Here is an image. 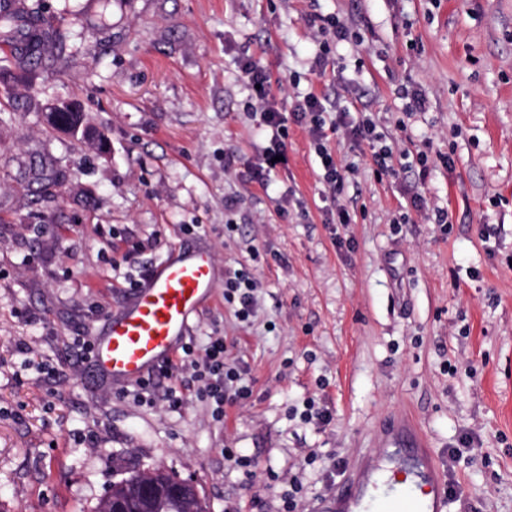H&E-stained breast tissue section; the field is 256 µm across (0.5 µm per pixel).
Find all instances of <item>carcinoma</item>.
<instances>
[{
    "mask_svg": "<svg viewBox=\"0 0 512 512\" xmlns=\"http://www.w3.org/2000/svg\"><path fill=\"white\" fill-rule=\"evenodd\" d=\"M70 39V31L62 24L45 18L36 0H0V52L11 51L25 65L36 68L48 57H61ZM176 476L161 469L137 472L112 484L110 495L126 505V512H144L142 486H167ZM163 512H206L198 496L169 495Z\"/></svg>",
    "mask_w": 512,
    "mask_h": 512,
    "instance_id": "carcinoma-1",
    "label": "carcinoma"
}]
</instances>
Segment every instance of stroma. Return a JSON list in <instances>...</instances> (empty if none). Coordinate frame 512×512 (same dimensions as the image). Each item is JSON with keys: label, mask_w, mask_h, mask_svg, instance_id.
Wrapping results in <instances>:
<instances>
[{"label": "stroma", "mask_w": 512, "mask_h": 512, "mask_svg": "<svg viewBox=\"0 0 512 512\" xmlns=\"http://www.w3.org/2000/svg\"><path fill=\"white\" fill-rule=\"evenodd\" d=\"M42 7L73 33L65 56L0 90V512H95L114 482L155 468L191 480L208 512H280L293 479L299 512H314L341 475L386 457L373 440L390 422L424 436L456 489L449 512H512V0ZM314 14L359 36L337 46L322 80L309 70ZM246 55L281 107L312 90L374 112L396 175L377 177L370 145L335 133L337 164L356 172L330 195L294 125L287 167L268 189L246 181L266 144L243 110ZM293 72L295 88L283 82ZM403 85L426 95L410 117ZM60 100L107 133L109 157L45 124L42 107ZM51 157L62 168L45 190L29 172ZM230 197L239 229L228 237ZM335 203L352 223H325ZM437 208L446 227L430 219ZM178 246L207 248L219 271L245 265L259 284L243 323L216 281L189 331L200 346L224 337L250 369L251 397L220 422L187 375L169 380L186 388L179 410L141 405L74 343L128 304L130 264ZM308 398L329 424L292 416ZM465 436L471 447L450 457ZM228 448L254 459L253 478L229 466Z\"/></svg>", "instance_id": "35a3bbf8"}]
</instances>
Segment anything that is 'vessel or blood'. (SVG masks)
<instances>
[{"label":"vessel or blood","instance_id":"obj_1","mask_svg":"<svg viewBox=\"0 0 512 512\" xmlns=\"http://www.w3.org/2000/svg\"><path fill=\"white\" fill-rule=\"evenodd\" d=\"M214 263L202 248L174 249L138 286L131 303L93 340L97 373L127 386L155 373L182 345L198 307L211 294ZM379 447L394 449L403 465L382 495L365 499L359 484L341 479L333 501L356 512H447L449 492L421 435L410 426H390Z\"/></svg>","mask_w":512,"mask_h":512}]
</instances>
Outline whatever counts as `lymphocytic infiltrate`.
<instances>
[{
    "label": "lymphocytic infiltrate",
    "instance_id": "obj_1",
    "mask_svg": "<svg viewBox=\"0 0 512 512\" xmlns=\"http://www.w3.org/2000/svg\"><path fill=\"white\" fill-rule=\"evenodd\" d=\"M307 23L315 28L320 41L312 58L310 69L317 76H325L329 55L333 47L348 41L349 30L339 20L309 17ZM239 69L249 91L247 109L260 127L268 134V144L247 164L250 181L261 188H268L272 174L281 164L280 157L288 150L289 123L307 128L320 161L321 181L329 192L342 191L347 179L346 168L338 166L328 144L329 132L343 131L353 142L377 144L373 158L377 174L394 173V153L391 146L383 142V133L378 132L375 119L366 113H351L328 98L315 92L298 93L291 102L290 111H282L271 89V77L256 60L246 57ZM257 282L244 267L230 268L224 273V301L233 306L240 321H249L254 314ZM180 370L200 383L201 392L215 405L216 416H223L225 406L247 400L251 389L246 382L249 368L242 361L230 356L223 337H210L203 349L194 343H185L176 367H164L135 385L132 396L137 403L153 404L156 395H163L169 408H180L184 402L182 391L174 387L160 388V379L170 377L173 370Z\"/></svg>",
    "mask_w": 512,
    "mask_h": 512
}]
</instances>
